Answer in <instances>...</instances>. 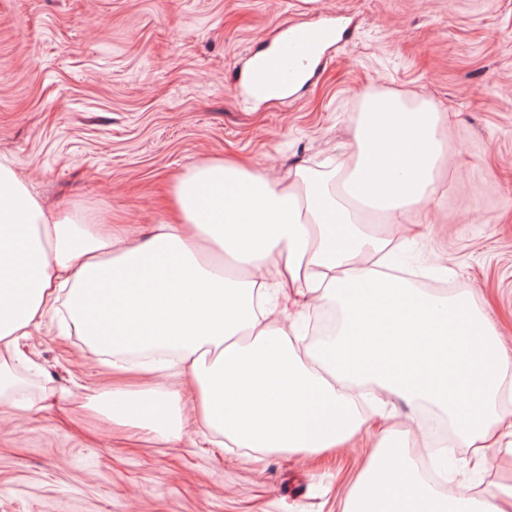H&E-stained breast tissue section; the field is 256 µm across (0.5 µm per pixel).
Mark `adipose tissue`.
I'll return each instance as SVG.
<instances>
[{
    "mask_svg": "<svg viewBox=\"0 0 512 512\" xmlns=\"http://www.w3.org/2000/svg\"><path fill=\"white\" fill-rule=\"evenodd\" d=\"M442 116L401 96H365L345 158L329 171L297 169L289 183L239 164L195 166L173 186V221L134 244L82 215L47 214L29 181L0 158V402L25 357L20 339L66 312L67 332L136 387L87 397L112 426L179 445L319 455L354 443L374 405L399 398L448 418L464 467L488 449L512 454V418L499 399L508 355L471 289L436 296L389 274L391 237L356 208L402 226L430 200L447 159ZM284 294L285 306H270ZM335 304L340 324L313 346L294 342L292 307ZM176 356L188 389L159 378L144 354ZM195 433H188V420ZM392 416L343 512H507L512 486L493 495L429 485L397 442Z\"/></svg>",
    "mask_w": 512,
    "mask_h": 512,
    "instance_id": "1",
    "label": "adipose tissue"
}]
</instances>
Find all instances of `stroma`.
Wrapping results in <instances>:
<instances>
[{"label":"stroma","mask_w":512,"mask_h":512,"mask_svg":"<svg viewBox=\"0 0 512 512\" xmlns=\"http://www.w3.org/2000/svg\"><path fill=\"white\" fill-rule=\"evenodd\" d=\"M341 20L327 66L256 99L251 55L286 26ZM368 93L444 112L450 167L413 207L405 269L468 288L512 354V0H0V157L52 211L126 224L172 217L176 179L212 159L269 175L340 159ZM39 367L0 406V512H342L373 451L319 457L205 441L133 442L88 414L112 373L57 319L21 342Z\"/></svg>","instance_id":"1"}]
</instances>
